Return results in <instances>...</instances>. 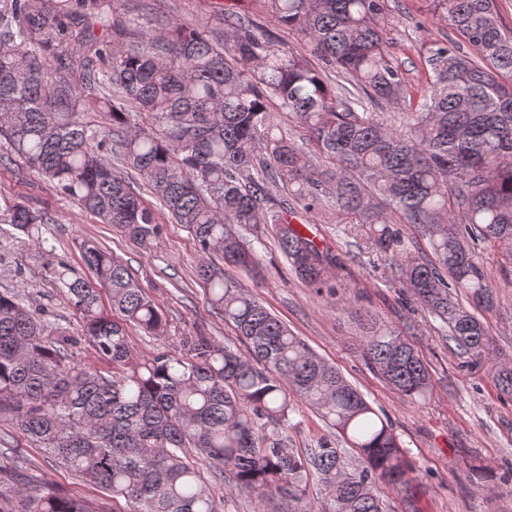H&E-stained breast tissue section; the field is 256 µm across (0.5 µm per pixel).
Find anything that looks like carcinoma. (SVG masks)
Returning a JSON list of instances; mask_svg holds the SVG:
<instances>
[{
    "label": "carcinoma",
    "mask_w": 512,
    "mask_h": 512,
    "mask_svg": "<svg viewBox=\"0 0 512 512\" xmlns=\"http://www.w3.org/2000/svg\"><path fill=\"white\" fill-rule=\"evenodd\" d=\"M389 2L265 0L315 66L229 11L215 29L166 22L159 36L144 31L111 49L92 21L112 0H0V142L58 194L146 245L161 225L109 154L123 160L194 237L207 257L198 267L206 300L246 347L185 336L178 352L133 354L125 326L164 335L159 303L91 239L79 250L92 278L81 276L44 247L45 216L7 207L8 223L47 256L46 275L65 289L81 336L108 369L76 360L77 339L0 292V413L109 493L112 512H224L236 489L276 497L286 512H316L313 476L332 512H386L380 482L405 512H423V485L387 418L231 274L257 260L240 229L269 224L302 284L337 295L341 258L268 206L277 181L305 212L334 208L363 227L394 281L461 353L489 342L495 302L484 251L512 272V30L496 0H432L475 54L431 44L420 101L392 116L382 106L398 100L406 78L384 38ZM333 69L344 83L331 82ZM274 101L313 149L271 123ZM89 112L112 121L111 153ZM417 237L430 254L413 255ZM341 311L362 328V360L404 401L429 403L433 377L407 333L369 307ZM294 398L347 448H289L273 427ZM348 448L362 459L349 472ZM198 454L215 462L225 492L196 466ZM16 496L0 512H88L50 490Z\"/></svg>",
    "instance_id": "carcinoma-1"
}]
</instances>
